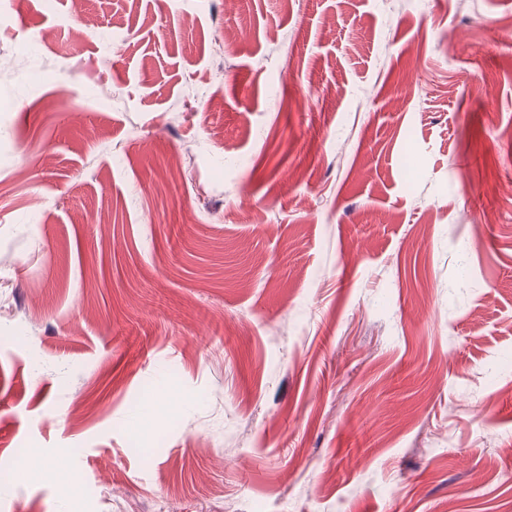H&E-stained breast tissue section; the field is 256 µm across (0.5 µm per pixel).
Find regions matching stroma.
<instances>
[{"instance_id": "35a3bbf8", "label": "stroma", "mask_w": 512, "mask_h": 512, "mask_svg": "<svg viewBox=\"0 0 512 512\" xmlns=\"http://www.w3.org/2000/svg\"><path fill=\"white\" fill-rule=\"evenodd\" d=\"M1 468L512 512V0H0Z\"/></svg>"}]
</instances>
